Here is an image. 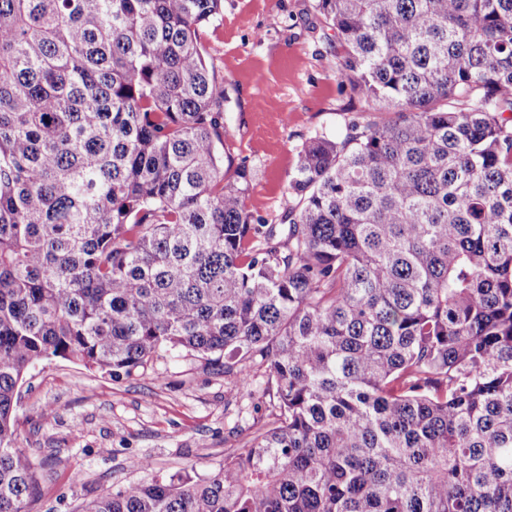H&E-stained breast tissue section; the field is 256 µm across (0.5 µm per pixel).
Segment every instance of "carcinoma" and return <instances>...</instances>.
<instances>
[{
    "label": "carcinoma",
    "mask_w": 512,
    "mask_h": 512,
    "mask_svg": "<svg viewBox=\"0 0 512 512\" xmlns=\"http://www.w3.org/2000/svg\"><path fill=\"white\" fill-rule=\"evenodd\" d=\"M376 112L297 153L283 223L224 166V0H0V512L19 389L187 350L275 420L81 512H512V0H315Z\"/></svg>",
    "instance_id": "1"
}]
</instances>
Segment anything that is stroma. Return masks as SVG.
<instances>
[{"mask_svg": "<svg viewBox=\"0 0 512 512\" xmlns=\"http://www.w3.org/2000/svg\"><path fill=\"white\" fill-rule=\"evenodd\" d=\"M315 0H224L202 43L227 102L224 156L255 177L247 205L268 223L301 144L336 136L365 108L340 84L334 32ZM266 378L250 388L190 353L161 354L132 375L111 377L63 359L30 371L16 410L19 446L33 459L32 512H80L87 499L184 470L206 475L271 420ZM147 459L150 469L132 468Z\"/></svg>", "mask_w": 512, "mask_h": 512, "instance_id": "1", "label": "stroma"}]
</instances>
